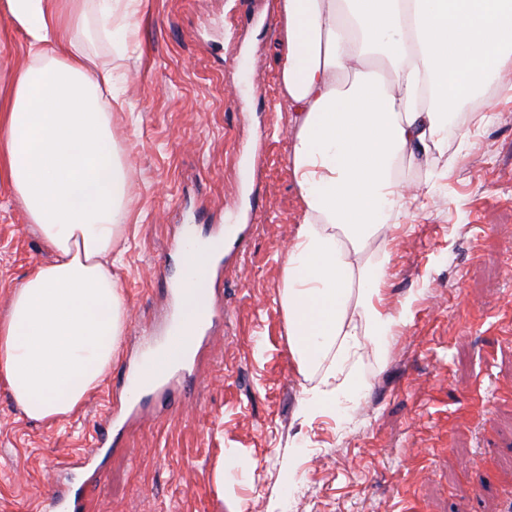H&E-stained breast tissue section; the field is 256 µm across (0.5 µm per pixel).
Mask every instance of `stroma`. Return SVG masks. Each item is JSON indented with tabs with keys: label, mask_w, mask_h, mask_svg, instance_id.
Here are the masks:
<instances>
[{
	"label": "stroma",
	"mask_w": 512,
	"mask_h": 512,
	"mask_svg": "<svg viewBox=\"0 0 512 512\" xmlns=\"http://www.w3.org/2000/svg\"><path fill=\"white\" fill-rule=\"evenodd\" d=\"M273 15L272 0H147L131 47L83 33L94 62L124 75L112 125L131 175L119 243L128 320L78 414L29 419L0 386V512H40L52 469L102 434L99 470L74 475L84 512H267L274 501L280 512H512V102L449 141L454 162L400 163L412 183L431 166L439 176L425 210L365 253L391 247L387 307L410 296L411 312L383 355L356 365L363 390L302 424L321 373L298 372L280 299L303 205ZM23 43L0 15L1 94L28 63ZM214 224L250 227L211 283L230 320L210 330L190 388L145 398L113 434L105 405L165 319L172 242ZM50 257L0 176V315Z\"/></svg>",
	"instance_id": "obj_1"
}]
</instances>
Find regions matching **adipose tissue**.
I'll return each mask as SVG.
<instances>
[{"label": "adipose tissue", "instance_id": "ef3b65f1", "mask_svg": "<svg viewBox=\"0 0 512 512\" xmlns=\"http://www.w3.org/2000/svg\"><path fill=\"white\" fill-rule=\"evenodd\" d=\"M144 0H6L29 65L0 103V173L52 253L13 288L0 317V383L31 419L80 410L118 356L127 321L112 251L129 218V174L112 135L114 70L93 71L74 29L130 45ZM281 84L294 114L290 162L304 213L282 268V303L299 371H321L303 423L355 393L359 352L399 326L386 308L389 250L363 258L382 230L425 207L397 174L404 158L445 154L456 120L488 92L512 100V0H274ZM206 312L183 284L170 363Z\"/></svg>", "mask_w": 512, "mask_h": 512}]
</instances>
